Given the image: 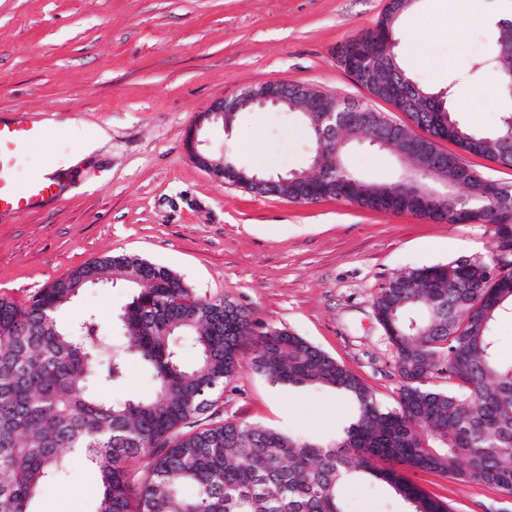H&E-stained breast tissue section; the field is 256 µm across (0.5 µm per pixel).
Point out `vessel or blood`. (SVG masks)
<instances>
[{
    "label": "vessel or blood",
    "mask_w": 512,
    "mask_h": 512,
    "mask_svg": "<svg viewBox=\"0 0 512 512\" xmlns=\"http://www.w3.org/2000/svg\"><path fill=\"white\" fill-rule=\"evenodd\" d=\"M45 144L43 127L26 115L19 114L8 120L0 118V214L35 210L57 197L64 171L61 158H50L45 169L25 182H17L14 178V168L21 152L41 148Z\"/></svg>",
    "instance_id": "b4317fda"
}]
</instances>
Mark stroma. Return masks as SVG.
<instances>
[{
    "mask_svg": "<svg viewBox=\"0 0 512 512\" xmlns=\"http://www.w3.org/2000/svg\"><path fill=\"white\" fill-rule=\"evenodd\" d=\"M386 0H0V113H28L48 134L46 150L20 156L22 182L47 153L65 158L77 143L71 123L106 130L92 155L70 167L59 197L0 218V297L25 304L46 283L106 255H136L174 271L193 296L228 297L257 328H285L351 369L383 403L400 379L373 314L392 275L460 258L491 257L485 224H448L413 214L371 211L342 200L295 203L215 181L189 158L191 128L213 151L257 172L305 170L314 145L296 114L250 107L231 132L199 126L218 98L271 81L301 84L364 101L397 123L405 113L371 98L337 60L348 41L374 27ZM502 0H417L404 20L427 30V61L413 76L433 90L470 85L450 106L488 132L512 108L497 75L479 68L493 29L477 13ZM344 161L357 177L392 183L388 152L354 141ZM124 288H89L64 312L111 323ZM245 345L239 372L206 423L244 421L329 443L347 422L344 400L326 387L289 388L252 370ZM453 512H512L496 489L409 471ZM350 512H397L385 489L350 481ZM94 471L75 463L34 501V512H94Z\"/></svg>",
    "mask_w": 512,
    "mask_h": 512,
    "instance_id": "obj_1",
    "label": "stroma"
}]
</instances>
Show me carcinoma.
<instances>
[{
  "label": "carcinoma",
  "mask_w": 512,
  "mask_h": 512,
  "mask_svg": "<svg viewBox=\"0 0 512 512\" xmlns=\"http://www.w3.org/2000/svg\"><path fill=\"white\" fill-rule=\"evenodd\" d=\"M358 39L339 49L341 64L362 66ZM496 35L486 59L505 85ZM436 112H409L411 125L391 123L388 139L412 138L417 127L461 151L512 168V109L497 129L464 126L448 96L420 87ZM338 155L325 154L320 175L288 176L259 191L291 202L340 199L371 210L376 189L398 197L392 213H416L404 180L367 183ZM440 149L416 170L439 191ZM472 171L454 190L440 219L493 224L492 258L415 267L387 279L375 295L377 322L401 379L387 406L345 365L289 330L255 333L251 313L228 298L192 296L170 269L136 256L109 255L48 283L23 306L0 298V512H33L32 502L76 460L95 471V512H348L340 489L349 480L382 483L403 512H452L405 474L428 471L512 496V362L497 353L494 325L512 314V233L493 222ZM137 276L132 281L130 277ZM97 283L134 289L117 316L114 342L91 315L72 323L60 310ZM190 340L195 362L184 361ZM255 345L254 373L289 387L325 386L347 396L355 415L336 442L256 427L241 421L199 425L238 372V354ZM137 359L153 379L145 396L112 400L93 390L122 384ZM448 380V389L435 379Z\"/></svg>",
  "instance_id": "1"
}]
</instances>
